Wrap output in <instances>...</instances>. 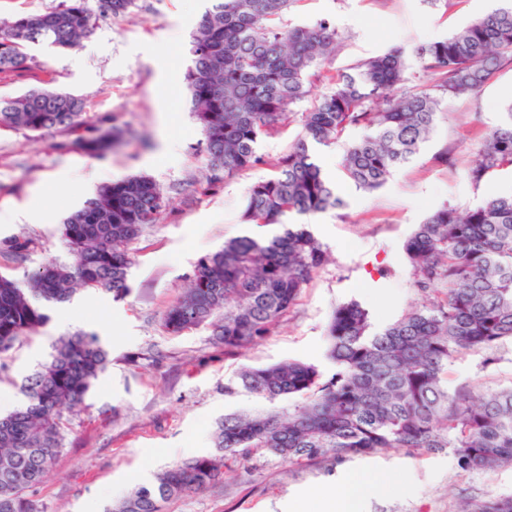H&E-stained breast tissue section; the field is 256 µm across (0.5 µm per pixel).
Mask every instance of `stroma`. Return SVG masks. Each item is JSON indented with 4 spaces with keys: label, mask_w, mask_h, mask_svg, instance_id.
Listing matches in <instances>:
<instances>
[{
    "label": "stroma",
    "mask_w": 512,
    "mask_h": 512,
    "mask_svg": "<svg viewBox=\"0 0 512 512\" xmlns=\"http://www.w3.org/2000/svg\"><path fill=\"white\" fill-rule=\"evenodd\" d=\"M498 0H295L284 17L296 25L329 19L339 35L335 56L307 81L309 93L259 145L265 166L211 186L201 163L203 135L189 110L183 76L190 34L203 0H136L131 17H99L91 35L71 51L43 46L27 51L23 69L0 73V96L49 84L81 96L90 121L109 119L123 133L111 153H87L77 134H33L0 127V273L27 270L65 257L60 227L97 186L130 175L153 178L164 194L156 224L130 246V293L82 290L50 306L49 319L13 351L0 370V394L22 403L20 385L44 362L52 343L76 332L97 334L111 362L95 382L84 409L70 416L64 448L49 478L30 492L40 512H111L138 485L176 462L211 453L215 430L229 413L280 410L246 391L228 396L224 385L240 368L285 359L318 366L330 375L326 328L334 308L355 300L372 312L374 327L423 305L411 288L405 241L443 204L461 208L512 190V170L493 173L480 186L467 179L485 136L512 102V58L504 60L476 93L450 101L419 155L386 184L367 193L345 179L340 141L318 147L316 157L346 205L319 214L310 230L330 260L303 288L279 323L239 355H225L202 327L167 332L162 317L183 295L197 260L225 239L260 234L240 215L248 187L273 175L301 130V114L327 92L336 76L394 48L408 52L415 85L433 84L412 50L447 37ZM175 151H168L166 141ZM28 242L26 258L9 250ZM512 385V340L492 350L464 352L448 367L449 390H496ZM380 472L397 484L369 495L363 512H463L467 503L512 495V466L489 472L460 470L450 451L390 450L340 464L292 465L261 454L232 463L223 483L170 500L165 512H322L324 495L342 494L351 477Z\"/></svg>",
    "instance_id": "stroma-1"
}]
</instances>
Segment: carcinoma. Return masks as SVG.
<instances>
[{"instance_id": "carcinoma-1", "label": "carcinoma", "mask_w": 512, "mask_h": 512, "mask_svg": "<svg viewBox=\"0 0 512 512\" xmlns=\"http://www.w3.org/2000/svg\"><path fill=\"white\" fill-rule=\"evenodd\" d=\"M191 34V65L184 81L191 111L205 141L207 179L223 182L267 164L262 135L276 128L291 105L305 97L311 69L335 52L337 32L327 18L286 26L295 0H207ZM99 13L131 14L135 0H97ZM84 3L0 22V73L14 72L30 45L57 51L77 47L93 30ZM434 84L407 86L405 51L393 49L336 77L330 90L302 113L301 132L274 165V174L251 184L243 221L278 232L228 239L194 266L190 286L163 317L168 332L201 327L234 355L269 335L328 258L327 248L295 216L343 206L314 149L360 127L341 160L344 176L366 192L380 189L416 157L445 102L479 91L512 55V3L454 34L414 49ZM85 102L72 93L33 87L0 97V127L30 133L76 131L82 146L104 155L118 133L85 120ZM512 167V103L486 137L467 170L474 186ZM112 183L70 213L62 241L75 263L49 261L27 275L22 288L0 276V369L16 345L48 319L46 307L79 290L124 297L132 261L123 247L156 221L159 185L145 175ZM412 287L444 288L443 297L415 307L375 330L368 309L338 305L327 333L335 372L321 381L318 367L283 360L245 366L224 384L269 402L294 397L293 409L268 414H228L214 435L216 451L176 463L138 487L115 512H164L171 499L220 483L226 461L256 454L282 462L340 463L383 450H452L466 471L512 465V386L474 394L448 391V364L463 351L487 350L512 340V192L475 208L444 205L418 225L403 246ZM109 363L99 336L78 333L53 345L48 362L21 386L24 404L0 418V512H39L28 492L43 483L61 452L67 413L81 407ZM463 512H512V496L474 502Z\"/></svg>"}]
</instances>
